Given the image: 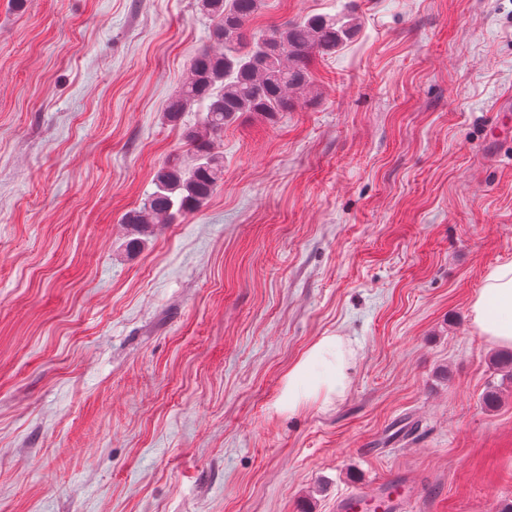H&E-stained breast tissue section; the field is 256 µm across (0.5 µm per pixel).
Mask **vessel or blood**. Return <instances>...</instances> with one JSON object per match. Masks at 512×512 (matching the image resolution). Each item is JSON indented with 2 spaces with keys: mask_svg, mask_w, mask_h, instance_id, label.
<instances>
[{
  "mask_svg": "<svg viewBox=\"0 0 512 512\" xmlns=\"http://www.w3.org/2000/svg\"><path fill=\"white\" fill-rule=\"evenodd\" d=\"M416 496V488L404 476L397 475L377 483L372 491L352 489L336 499V512H406Z\"/></svg>",
  "mask_w": 512,
  "mask_h": 512,
  "instance_id": "b4317fda",
  "label": "vessel or blood"
}]
</instances>
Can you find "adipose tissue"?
<instances>
[{"mask_svg": "<svg viewBox=\"0 0 512 512\" xmlns=\"http://www.w3.org/2000/svg\"><path fill=\"white\" fill-rule=\"evenodd\" d=\"M471 315L486 341L512 347V260L489 272L471 304ZM355 368V353L345 337H320L289 367L279 410L295 413L309 405H332L345 395Z\"/></svg>", "mask_w": 512, "mask_h": 512, "instance_id": "obj_1", "label": "adipose tissue"}]
</instances>
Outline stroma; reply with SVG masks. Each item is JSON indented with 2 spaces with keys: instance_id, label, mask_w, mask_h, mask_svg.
Segmentation results:
<instances>
[{
  "instance_id": "stroma-1",
  "label": "stroma",
  "mask_w": 512,
  "mask_h": 512,
  "mask_svg": "<svg viewBox=\"0 0 512 512\" xmlns=\"http://www.w3.org/2000/svg\"><path fill=\"white\" fill-rule=\"evenodd\" d=\"M336 0H262L247 35ZM360 27L224 178L128 250L183 153L163 118L211 23L196 0H0V512H335L402 474L408 512L512 505V376L474 330L512 260V0H350ZM347 337L329 408L277 412ZM499 394L485 408L486 390ZM355 368L354 349L344 336L320 337L289 367L278 409L290 414L309 405H332L345 395Z\"/></svg>"
}]
</instances>
